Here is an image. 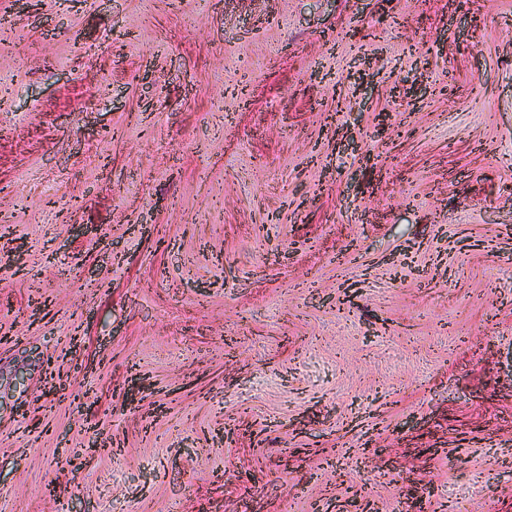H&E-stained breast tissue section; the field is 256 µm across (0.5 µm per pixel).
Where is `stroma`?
<instances>
[{"label":"stroma","mask_w":512,"mask_h":512,"mask_svg":"<svg viewBox=\"0 0 512 512\" xmlns=\"http://www.w3.org/2000/svg\"><path fill=\"white\" fill-rule=\"evenodd\" d=\"M355 504L512 512V0H0V512Z\"/></svg>","instance_id":"stroma-1"}]
</instances>
